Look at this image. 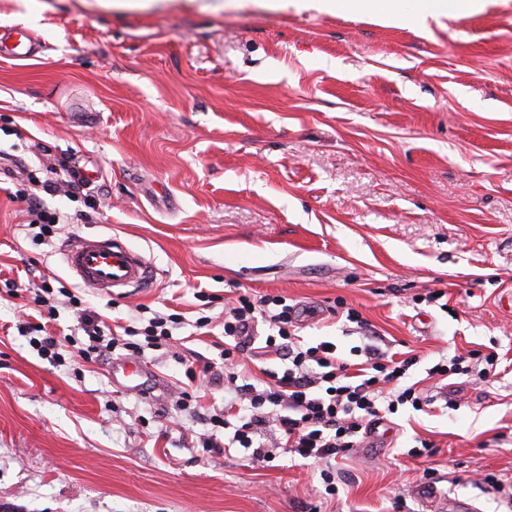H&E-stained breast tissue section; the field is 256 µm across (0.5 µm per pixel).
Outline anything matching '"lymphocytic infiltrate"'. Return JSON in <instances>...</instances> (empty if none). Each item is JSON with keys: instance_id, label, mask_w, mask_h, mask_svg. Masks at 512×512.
<instances>
[{"instance_id": "obj_1", "label": "lymphocytic infiltrate", "mask_w": 512, "mask_h": 512, "mask_svg": "<svg viewBox=\"0 0 512 512\" xmlns=\"http://www.w3.org/2000/svg\"><path fill=\"white\" fill-rule=\"evenodd\" d=\"M60 296L76 310L83 337L75 345V354L87 362L102 360L119 348L138 354L147 346L160 347L184 323L182 314L158 311L147 326L130 324L116 334L107 330L100 313L83 309L69 288L57 289L47 281L34 303L51 318ZM258 322L267 328L264 352L286 360L287 365L247 380L241 376L245 338ZM294 324L292 306L278 295L257 299L242 295L225 308L221 357L232 396L222 412L211 416L205 445L217 450L242 448L257 461L279 451L322 464L325 491L333 495L337 488L330 482L331 469L380 422L382 414L396 413L401 407L419 411L434 400L406 380L414 358L395 360L369 342L360 347L363 360L355 364L338 355L333 341L304 342ZM270 426L275 429L273 437L261 442L259 432Z\"/></svg>"}]
</instances>
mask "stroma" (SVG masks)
Wrapping results in <instances>:
<instances>
[{
	"label": "stroma",
	"instance_id": "stroma-1",
	"mask_svg": "<svg viewBox=\"0 0 512 512\" xmlns=\"http://www.w3.org/2000/svg\"><path fill=\"white\" fill-rule=\"evenodd\" d=\"M46 2L35 55L0 56V512H430L415 494L429 467L452 510L512 512L478 481L512 477V0L408 24L322 0ZM49 166L94 182L44 196L74 222L39 244L26 198ZM88 234L123 237L156 283L79 287L84 307L188 320L134 382L113 375L119 355L60 366L16 329L42 280L78 287L62 250ZM245 291L286 298L307 342L350 361L357 310L382 348L416 356L410 378L440 409L385 416L340 460L336 496L316 465L202 447L224 384L192 414L176 388L221 338L190 322ZM476 350L497 375L428 377ZM418 437L438 454L410 456Z\"/></svg>",
	"mask_w": 512,
	"mask_h": 512
}]
</instances>
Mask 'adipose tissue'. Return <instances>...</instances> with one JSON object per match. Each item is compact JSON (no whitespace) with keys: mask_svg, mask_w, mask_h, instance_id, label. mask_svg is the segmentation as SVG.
I'll use <instances>...</instances> for the list:
<instances>
[{"mask_svg":"<svg viewBox=\"0 0 512 512\" xmlns=\"http://www.w3.org/2000/svg\"><path fill=\"white\" fill-rule=\"evenodd\" d=\"M325 6L330 10L375 14L396 21H424L466 13L473 8L474 0H325Z\"/></svg>","mask_w":512,"mask_h":512,"instance_id":"adipose-tissue-1","label":"adipose tissue"}]
</instances>
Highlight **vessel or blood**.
<instances>
[{"mask_svg": "<svg viewBox=\"0 0 512 512\" xmlns=\"http://www.w3.org/2000/svg\"><path fill=\"white\" fill-rule=\"evenodd\" d=\"M0 47L14 58L34 52L31 37L20 27L1 34ZM64 261L82 285L104 296L111 295L116 288L140 293L154 286L153 271L143 255L116 237L74 238L64 251Z\"/></svg>", "mask_w": 512, "mask_h": 512, "instance_id": "1", "label": "vessel or blood"}]
</instances>
